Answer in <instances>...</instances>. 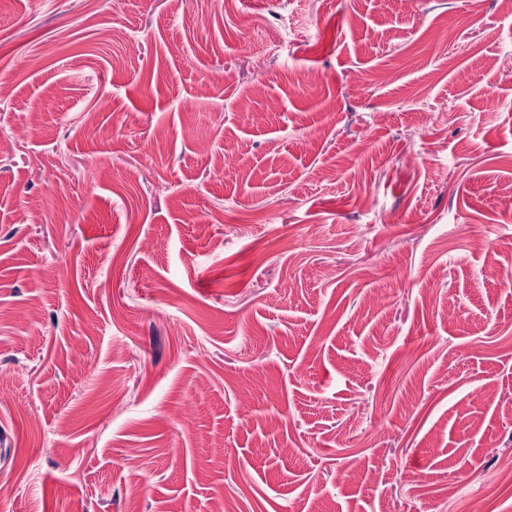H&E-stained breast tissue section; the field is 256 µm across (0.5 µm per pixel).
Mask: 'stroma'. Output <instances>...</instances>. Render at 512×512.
Returning <instances> with one entry per match:
<instances>
[{"mask_svg":"<svg viewBox=\"0 0 512 512\" xmlns=\"http://www.w3.org/2000/svg\"><path fill=\"white\" fill-rule=\"evenodd\" d=\"M509 198L503 0H6L0 506L469 512Z\"/></svg>","mask_w":512,"mask_h":512,"instance_id":"1","label":"stroma"}]
</instances>
